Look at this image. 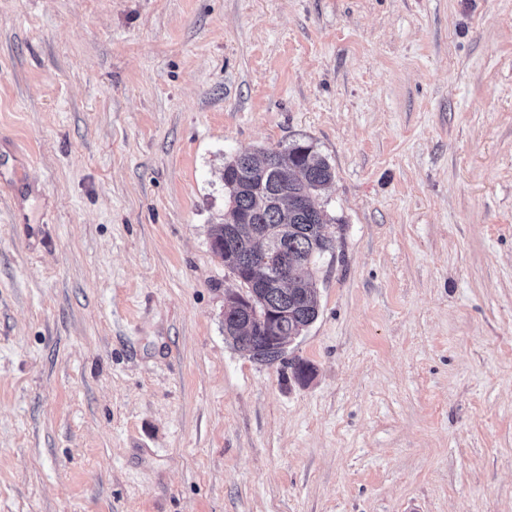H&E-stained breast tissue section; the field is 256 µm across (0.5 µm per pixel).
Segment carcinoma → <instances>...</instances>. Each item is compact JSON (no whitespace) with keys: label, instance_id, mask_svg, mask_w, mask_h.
Returning a JSON list of instances; mask_svg holds the SVG:
<instances>
[{"label":"carcinoma","instance_id":"1","mask_svg":"<svg viewBox=\"0 0 512 512\" xmlns=\"http://www.w3.org/2000/svg\"><path fill=\"white\" fill-rule=\"evenodd\" d=\"M333 177L328 163L316 155L312 147L292 144L284 149H270L262 157L240 154L224 168V188L229 193V208L224 223L211 229L213 253L239 277L248 278L247 266L257 254L255 241L260 229L281 227L288 235L274 243L266 255L272 259L279 249L288 250L296 261V280L300 288L269 287L243 300L256 310L260 319L249 326L236 321V312L228 313L224 324L234 328L230 343L262 364L278 359L270 351L262 319L271 309L288 311L276 329L281 336L296 337L319 315L317 289L310 286L312 278L308 259L334 250L333 240L323 232L324 213L312 203V196L323 189Z\"/></svg>","mask_w":512,"mask_h":512}]
</instances>
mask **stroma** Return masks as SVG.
<instances>
[{
    "label": "stroma",
    "mask_w": 512,
    "mask_h": 512,
    "mask_svg": "<svg viewBox=\"0 0 512 512\" xmlns=\"http://www.w3.org/2000/svg\"><path fill=\"white\" fill-rule=\"evenodd\" d=\"M295 142L263 365L210 232ZM0 512H512V0H0ZM332 177L328 163L316 155L311 146L298 143L281 150H266L261 158L240 154L224 168V188L229 193L230 206L224 212V223L215 224L211 229L213 253L224 261V265L233 274L237 272L239 277L248 279L247 266L251 257L257 254L255 241L260 229L281 227L288 232L287 237L274 243L266 255L265 271L270 280H274L276 268H270L269 262L279 248L288 250V255L280 252L279 288H264L256 295L247 291L249 297L242 300L245 306L260 314V319L248 327L246 323L236 321L235 311L228 313L227 320L224 317V324L234 328L229 340L233 347L243 352L248 350L250 357L259 363L267 364L279 358L270 351L268 335L261 328L269 309L284 310L272 311L270 317L288 312V316L282 317L276 325L280 336L273 344L277 352L287 349V339L282 336L293 339L318 318V292L310 284L311 265L307 262L311 258V264H314L317 256L332 252L334 243L322 232L325 215L314 206L312 196ZM228 231L233 234V247L231 252L224 254V236ZM289 256L296 261V280L303 287L297 288L298 284L294 282L293 288H280L292 275L288 274Z\"/></svg>",
    "instance_id": "obj_1"
}]
</instances>
